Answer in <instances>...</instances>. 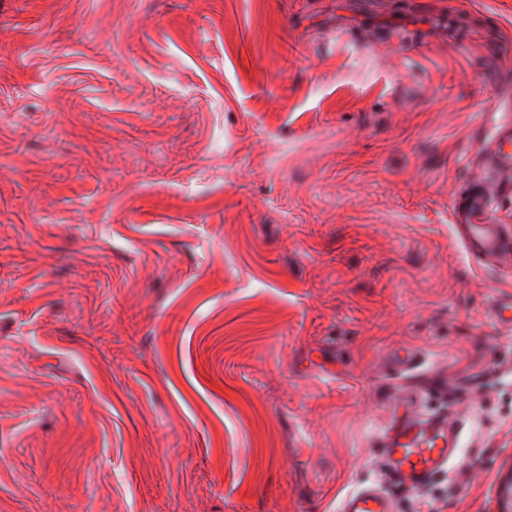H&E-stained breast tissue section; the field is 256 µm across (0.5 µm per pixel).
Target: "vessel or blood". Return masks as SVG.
<instances>
[{
	"instance_id": "vessel-or-blood-1",
	"label": "vessel or blood",
	"mask_w": 512,
	"mask_h": 512,
	"mask_svg": "<svg viewBox=\"0 0 512 512\" xmlns=\"http://www.w3.org/2000/svg\"><path fill=\"white\" fill-rule=\"evenodd\" d=\"M490 129L482 175L459 193L454 208L466 248L493 258L512 254V228L491 221L495 195L512 193V110L495 103L485 110ZM491 320L512 332V293L495 298L488 307ZM460 429L447 413L414 414L396 405L391 424L377 437L387 464L390 484L365 483L348 492L339 512H396L397 492H411L432 483L458 460Z\"/></svg>"
}]
</instances>
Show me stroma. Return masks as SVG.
<instances>
[{
	"instance_id": "stroma-1",
	"label": "stroma",
	"mask_w": 512,
	"mask_h": 512,
	"mask_svg": "<svg viewBox=\"0 0 512 512\" xmlns=\"http://www.w3.org/2000/svg\"><path fill=\"white\" fill-rule=\"evenodd\" d=\"M493 100L512 0H0V512H337L411 398L498 512ZM512 108L489 104L483 113L490 129L482 176L460 192L454 208V223L459 224L466 248L486 258L512 254V229L496 224L492 200L496 194L512 193Z\"/></svg>"
}]
</instances>
